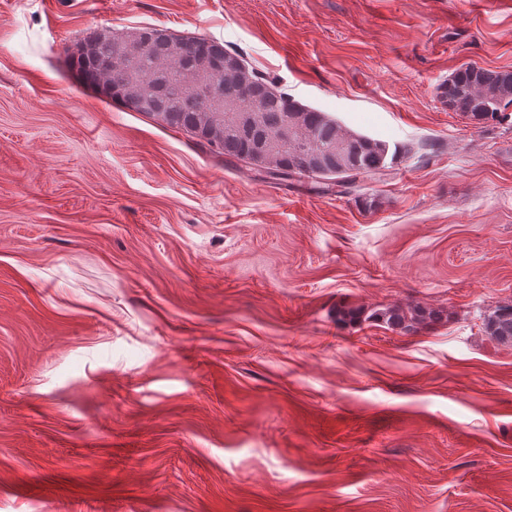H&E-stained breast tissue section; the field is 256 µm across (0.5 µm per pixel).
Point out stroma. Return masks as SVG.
Segmentation results:
<instances>
[{
	"label": "stroma",
	"instance_id": "1",
	"mask_svg": "<svg viewBox=\"0 0 512 512\" xmlns=\"http://www.w3.org/2000/svg\"><path fill=\"white\" fill-rule=\"evenodd\" d=\"M143 27L412 153L261 178L78 81ZM467 63L512 70V0H0V512H512V118L448 110ZM484 332L500 345L512 346V304L498 306L483 323ZM371 318L386 324L389 328L399 329L401 332L410 333L417 330V325L424 320L421 310H414L408 315L399 308H384L371 314Z\"/></svg>",
	"mask_w": 512,
	"mask_h": 512
}]
</instances>
